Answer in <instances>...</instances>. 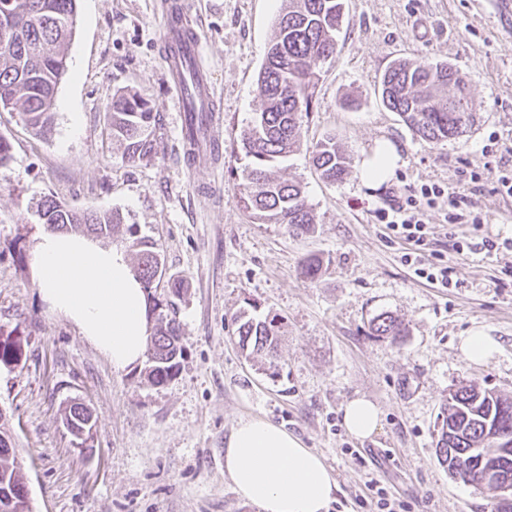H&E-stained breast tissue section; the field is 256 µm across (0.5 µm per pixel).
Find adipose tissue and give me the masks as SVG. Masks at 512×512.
<instances>
[{"mask_svg":"<svg viewBox=\"0 0 512 512\" xmlns=\"http://www.w3.org/2000/svg\"><path fill=\"white\" fill-rule=\"evenodd\" d=\"M38 292L73 322L112 363L139 362L151 335L146 292L126 251L77 233L46 232L35 245ZM381 412L357 396L343 407V423L357 438L380 428ZM224 472L238 496L259 512H328L339 485L324 460L270 420H241L224 447Z\"/></svg>","mask_w":512,"mask_h":512,"instance_id":"1","label":"adipose tissue"}]
</instances>
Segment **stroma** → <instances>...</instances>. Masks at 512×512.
Instances as JSON below:
<instances>
[{"instance_id":"obj_1","label":"stroma","mask_w":512,"mask_h":512,"mask_svg":"<svg viewBox=\"0 0 512 512\" xmlns=\"http://www.w3.org/2000/svg\"><path fill=\"white\" fill-rule=\"evenodd\" d=\"M216 90L218 156L187 162L177 88L167 71L163 16L169 0H78L55 126L35 134L0 111L10 157L0 166V336L21 337L25 356L0 365V410L10 419L32 512H259L224 474V442L244 417L261 416L320 454L339 490L329 512H378V481L406 512H493L494 493L452 478L435 451L448 393L471 382L512 396V271L499 258L456 254L469 224L432 211L434 260L459 287L436 288L402 260L376 209L424 183L455 184L482 169L489 136L512 147V30L493 0H344L336 55L323 68L300 151L278 167L300 181L316 216L310 233L254 224L239 197L240 134L259 107L257 78L283 0H185ZM445 61L468 80L474 121L462 138L431 143L386 109L378 82L395 59ZM130 90L160 115L156 153L131 163L108 131L115 94ZM335 135L351 160L342 181H324L311 152ZM384 144L398 153L393 177L367 182L362 162ZM48 195L77 211L116 210L124 223L103 245L125 246L128 225L157 243L177 299L183 356L153 386L143 364L113 368L78 327L40 297L34 248ZM483 232L512 238V197L485 183L474 195ZM318 256L309 281L302 259ZM284 324L278 376L245 357L234 335L245 299ZM388 312L398 340L370 333ZM498 345L466 361L463 336ZM362 395L381 410L367 439L347 432L342 408ZM93 414L91 448L63 423L66 406Z\"/></svg>"}]
</instances>
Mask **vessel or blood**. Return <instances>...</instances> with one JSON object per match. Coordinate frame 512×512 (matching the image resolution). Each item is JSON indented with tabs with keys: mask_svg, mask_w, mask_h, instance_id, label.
Here are the masks:
<instances>
[{
	"mask_svg": "<svg viewBox=\"0 0 512 512\" xmlns=\"http://www.w3.org/2000/svg\"><path fill=\"white\" fill-rule=\"evenodd\" d=\"M183 12L181 0H176L171 15L164 20L166 40L169 46L178 51L177 57L167 58L166 63L178 80V107L184 114L181 132L183 138H190L195 132L190 115L192 112L204 110L211 114L205 135L209 142L215 143L219 140V119L213 114L214 88L203 65L198 35H185L175 22L176 16Z\"/></svg>",
	"mask_w": 512,
	"mask_h": 512,
	"instance_id": "obj_1",
	"label": "vessel or blood"
}]
</instances>
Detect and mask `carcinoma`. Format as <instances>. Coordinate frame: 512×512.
<instances>
[{
  "label": "carcinoma",
  "instance_id": "1",
  "mask_svg": "<svg viewBox=\"0 0 512 512\" xmlns=\"http://www.w3.org/2000/svg\"><path fill=\"white\" fill-rule=\"evenodd\" d=\"M274 36L258 75L262 100L260 111L241 135L245 180L240 198L244 213L255 224H284L296 235L307 233L316 223L300 183L277 178L272 167L300 147L304 118L313 111L324 64L336 54V33L342 24L343 0H285ZM21 10V28L9 52L0 51V103H11L25 124L37 134L53 128L57 85L67 68L66 47L77 25V0H14ZM385 108L399 115L422 139L439 143L460 138L472 121V99L466 77L446 61L396 60L379 81ZM112 139L124 145L131 162L144 161L155 149L151 126L158 123L150 102L125 92L109 107ZM313 163L329 182L348 173L350 158L336 136L328 135L313 152ZM42 223L50 231L82 232L107 237L124 223L117 211L78 212L48 196L37 206ZM129 248L137 257L141 276L156 314V328L148 342L147 380L165 384L179 368L182 356L173 298L181 282H170L162 293H153L160 254L156 243L141 236L135 225L128 227ZM234 317L238 344L250 355L269 358L272 374L278 373L274 353L282 328L278 316L259 318L251 313L257 303ZM375 336L397 339L404 334L393 316L381 314L371 321ZM23 356V343L0 338V364L16 365ZM92 414L83 404L73 403L64 411L65 423L78 432L86 428ZM512 435V398L477 384L450 393L442 412L436 443L440 464L464 470L475 488L487 484L485 470L497 465L512 474V451L499 452V438ZM27 486L16 461V443L9 420H0V502L13 501L11 512H29L23 499Z\"/></svg>",
  "mask_w": 512,
  "mask_h": 512
}]
</instances>
